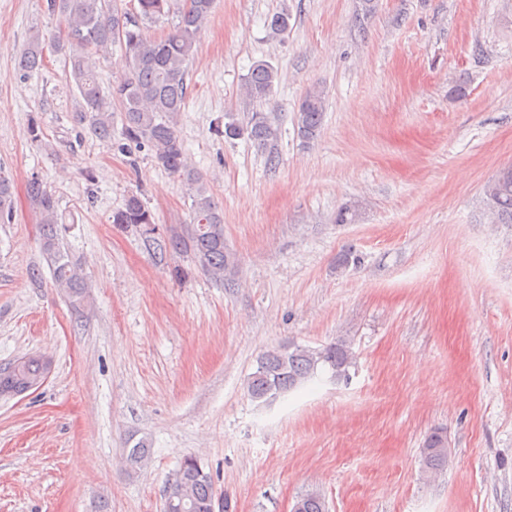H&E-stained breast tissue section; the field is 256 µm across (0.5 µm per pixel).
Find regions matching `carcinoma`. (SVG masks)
Wrapping results in <instances>:
<instances>
[{
  "label": "carcinoma",
  "instance_id": "obj_1",
  "mask_svg": "<svg viewBox=\"0 0 512 512\" xmlns=\"http://www.w3.org/2000/svg\"><path fill=\"white\" fill-rule=\"evenodd\" d=\"M135 2L137 6L129 12L119 7L118 0H47L48 12L59 16L63 24L62 34L52 39L51 48L68 58L70 77L77 90L75 120L88 125L96 136L110 138L114 112H121L122 139L130 146L150 147L155 163L192 191L193 224L185 236L175 235L166 241L153 237L154 215L135 194L128 196L122 209L112 215V223L135 228L156 244L161 254L171 250L191 255L204 273L230 288L235 284L238 267L224 247V212L209 194L203 178L188 164L177 131L197 36L209 21L216 0H183L169 31L153 40L147 38L145 30L170 13L174 0ZM290 21L291 14L284 8L268 17L267 27L273 37H282L288 33ZM44 46L40 34H35L19 53L18 68L26 73L38 71L43 66ZM114 46L124 52L128 68L106 93L98 80L96 58L106 55ZM277 79V70L269 62H255L243 85L246 100H267ZM325 109L324 89L316 85L308 88L296 116L298 133L304 140L317 137ZM220 135L226 139H246L265 156L270 167H276L280 127L265 113L255 111L245 123L234 114H227ZM28 193L38 207L41 249L52 266L54 280L67 289L73 305L79 307L86 299L88 285L61 249L57 200L38 179L29 182ZM485 196L498 223L512 224V167L487 183ZM11 210V182L0 175V219ZM256 363V370L247 380V392L254 400L267 402L302 385L320 367L328 368L338 380L348 378L353 353L347 340L338 338L318 349L290 344L267 350L257 357ZM45 372L41 361L23 358L18 361L14 376L5 382L21 390L41 384ZM5 382L0 380V385ZM424 448L426 471L443 470L448 464L447 435L432 432ZM149 452L144 440L129 449L126 464L131 471L140 469ZM164 497L176 498L175 512H212L214 501L220 498L224 499V512H233L231 498L226 494L218 496L211 475L203 471L193 456L183 459L164 489Z\"/></svg>",
  "mask_w": 512,
  "mask_h": 512
}]
</instances>
